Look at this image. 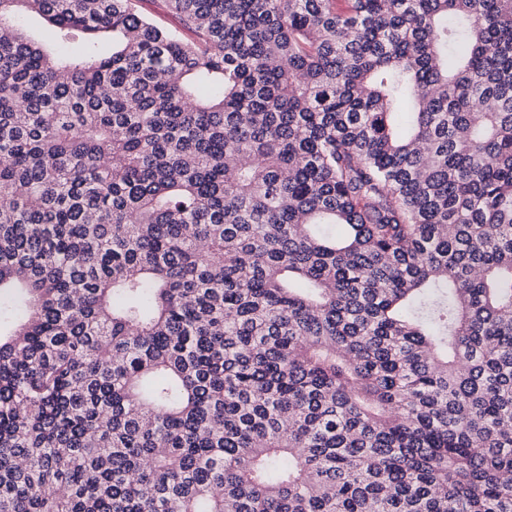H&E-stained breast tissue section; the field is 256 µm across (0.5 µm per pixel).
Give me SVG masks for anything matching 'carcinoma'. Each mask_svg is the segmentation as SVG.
<instances>
[{
	"mask_svg": "<svg viewBox=\"0 0 512 512\" xmlns=\"http://www.w3.org/2000/svg\"><path fill=\"white\" fill-rule=\"evenodd\" d=\"M168 2L0 0V512H512V0ZM136 5L140 13L168 29L176 30L185 39L192 40L195 37L182 19L169 10L167 0H136Z\"/></svg>",
	"mask_w": 512,
	"mask_h": 512,
	"instance_id": "obj_1",
	"label": "carcinoma"
}]
</instances>
